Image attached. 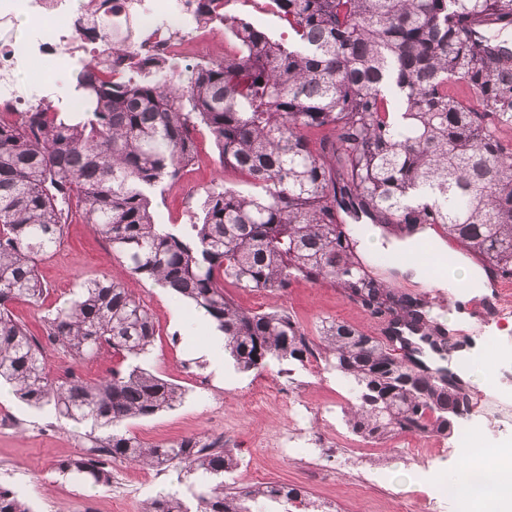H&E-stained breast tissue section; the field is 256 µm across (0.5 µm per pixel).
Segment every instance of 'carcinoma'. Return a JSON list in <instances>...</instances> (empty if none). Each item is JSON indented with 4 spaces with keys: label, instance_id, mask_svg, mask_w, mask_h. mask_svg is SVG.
Wrapping results in <instances>:
<instances>
[{
    "label": "carcinoma",
    "instance_id": "carcinoma-1",
    "mask_svg": "<svg viewBox=\"0 0 512 512\" xmlns=\"http://www.w3.org/2000/svg\"><path fill=\"white\" fill-rule=\"evenodd\" d=\"M197 2L231 37L224 57L182 70L136 60L115 79L105 69L110 0H99L80 20L102 48L72 76L78 117L44 98L0 112V379L29 406L90 425L88 452L61 461L64 474L104 486L116 462L177 464L213 482L194 494V511L167 494L142 512H252L302 492L231 487L224 475L237 460L219 439L149 444L118 430L185 395L142 366L156 326L120 282L85 281L77 299L48 311L43 342L13 317L10 302H41L36 259L61 244L72 203L130 275L217 324L239 371L323 355L354 384L347 421L364 439L447 437L473 407L456 374L421 360L427 349L447 356L425 296L390 286L358 257L366 222L397 224L401 239L438 226L488 273L512 279V149L496 135L512 127V47L477 26L483 16L512 26V0H271L288 29L278 38L226 10L230 0ZM201 129L255 192L216 183L192 223L157 224L151 195L193 163ZM297 279L341 288L387 323L403 355L340 322H322L316 345L288 312L244 310L224 293L226 281L285 292ZM46 343L76 363L110 350L121 364L98 382L73 370L53 381ZM0 512L31 510L0 487Z\"/></svg>",
    "mask_w": 512,
    "mask_h": 512
}]
</instances>
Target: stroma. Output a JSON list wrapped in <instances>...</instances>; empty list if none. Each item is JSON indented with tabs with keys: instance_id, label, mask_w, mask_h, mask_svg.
<instances>
[{
	"instance_id": "35a3bbf8",
	"label": "stroma",
	"mask_w": 512,
	"mask_h": 512,
	"mask_svg": "<svg viewBox=\"0 0 512 512\" xmlns=\"http://www.w3.org/2000/svg\"><path fill=\"white\" fill-rule=\"evenodd\" d=\"M197 154L190 182L165 186L152 198L156 223L186 224L197 213L205 189L215 177L227 185L243 188V177L224 167L207 131L196 137ZM47 292L42 304L13 302L10 310L34 335L42 333L46 309L70 299L84 279L110 276L123 283L152 314L157 336L145 366L180 385L186 392L183 403L158 415L127 422L126 428L148 443H168L189 436L221 437L238 459L229 479L246 489L267 483H284L307 492L312 501L331 512H458L455 500L444 498L428 505L433 485L444 483L459 464L464 449L455 437H433L400 433L384 440L354 435L345 422L352 396L335 372L314 373L313 361L269 362L249 371L234 366L224 370L223 381H215L205 363L192 356L194 344L204 342L205 333L190 328V306L153 283L126 273L120 260L92 225L74 217L57 251L38 263ZM403 291L435 298L434 313L446 322L449 313L464 310L465 322L450 325L453 334L478 337L470 358H480L495 347L505 356L491 380L484 385L469 384L473 410L463 424L481 435L485 448L512 445V317L486 323L482 312L496 294L512 297V279L489 283L487 293L460 301L430 281H412L409 275L393 276ZM226 293L240 307L250 311L282 309L291 313L310 339H317L322 321L350 324L367 333L377 331L375 319L347 300L340 288L299 281L287 292L271 293L226 284ZM48 365L54 377L76 370L85 380L109 376L119 359L103 353L74 364L63 352L47 349ZM266 386H279L307 406L314 414L315 430L336 435L332 448L300 449L295 457L276 455L268 439L288 424L290 412L280 401L263 394ZM85 425L56 417L49 409L27 406L18 397L0 401V486L18 492L33 512H83L90 504L95 512H114L112 489L73 480L58 469L61 460L83 455ZM113 478L127 477L132 483L126 512H140L144 501L161 493L189 496L190 481L175 467L142 469L114 463Z\"/></svg>"
}]
</instances>
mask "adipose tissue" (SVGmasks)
<instances>
[{
  "mask_svg": "<svg viewBox=\"0 0 512 512\" xmlns=\"http://www.w3.org/2000/svg\"><path fill=\"white\" fill-rule=\"evenodd\" d=\"M475 468L473 457H466L449 477L459 512H512V448L498 450L494 466L484 472L483 487L472 483Z\"/></svg>",
  "mask_w": 512,
  "mask_h": 512,
  "instance_id": "ef3b65f1",
  "label": "adipose tissue"
}]
</instances>
